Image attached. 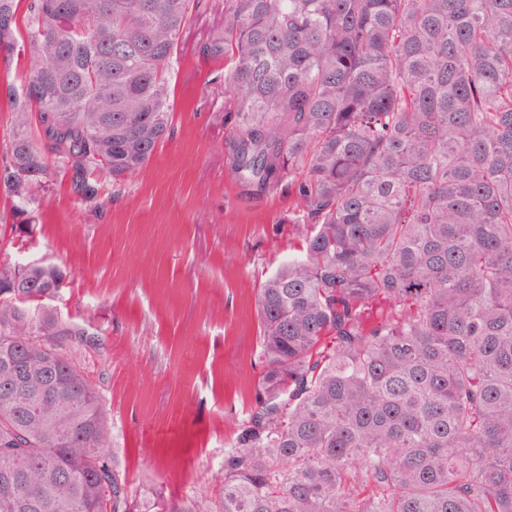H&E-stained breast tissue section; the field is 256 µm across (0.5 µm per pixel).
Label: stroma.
Here are the masks:
<instances>
[{"label":"stroma","instance_id":"35a3bbf8","mask_svg":"<svg viewBox=\"0 0 512 512\" xmlns=\"http://www.w3.org/2000/svg\"><path fill=\"white\" fill-rule=\"evenodd\" d=\"M223 23L224 0H204L185 25L172 132L139 173L104 177L97 210L57 174L29 234L0 231V262L66 270L47 306L73 331L111 425L113 464L136 498L223 495L224 452L261 378L257 293L298 252L294 197L244 194L230 174L224 68L202 54Z\"/></svg>","mask_w":512,"mask_h":512}]
</instances>
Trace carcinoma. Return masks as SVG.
Masks as SVG:
<instances>
[{"label":"carcinoma","mask_w":512,"mask_h":512,"mask_svg":"<svg viewBox=\"0 0 512 512\" xmlns=\"http://www.w3.org/2000/svg\"><path fill=\"white\" fill-rule=\"evenodd\" d=\"M199 0H0L11 232L63 169L102 206L171 132ZM229 161L282 185L301 255L258 292V400L224 496L132 499L99 396L0 263V512H512V0H225Z\"/></svg>","instance_id":"obj_1"}]
</instances>
